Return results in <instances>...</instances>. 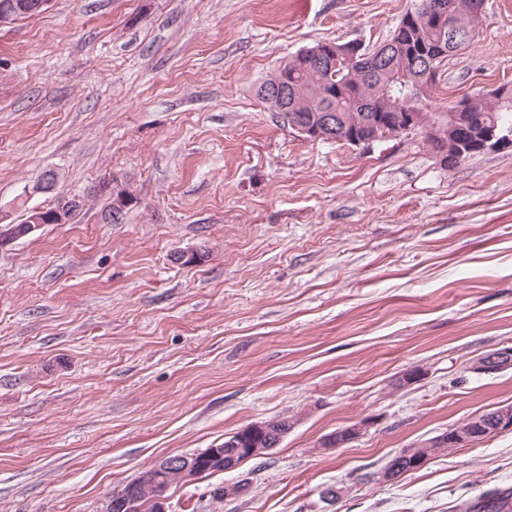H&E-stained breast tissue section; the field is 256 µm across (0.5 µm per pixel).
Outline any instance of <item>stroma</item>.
Instances as JSON below:
<instances>
[{
	"label": "stroma",
	"mask_w": 512,
	"mask_h": 512,
	"mask_svg": "<svg viewBox=\"0 0 512 512\" xmlns=\"http://www.w3.org/2000/svg\"><path fill=\"white\" fill-rule=\"evenodd\" d=\"M414 6L54 0L0 26V210L52 205L27 193L49 168L135 198L123 223L102 196L0 248V512H106L158 460L276 416L295 420L277 447L171 487V512H449L512 488V431L372 478L512 405V370L467 369L512 346V148L448 167L420 131L312 141L258 96L284 58L382 42ZM502 87L512 0H486L432 109ZM366 427V421L361 420L355 422L354 424L337 431L335 434L331 433L324 436L319 441V446L321 448L330 449L340 445L352 443L361 435H363ZM480 433L478 430L473 431L470 428L457 427L455 428L450 435L448 433H443L441 435H437L428 440L422 441L415 446V448H406L402 450L399 455L394 456L390 461L395 458H398L400 461H393L389 463L382 471L383 481L388 482L398 477L399 474H403L408 471L417 470L424 466L432 457L427 455H437L448 448H459L462 446L472 445L476 442V440H482L484 438H480ZM443 443L452 444L451 446H447L446 448H442ZM423 457L422 460L415 463V467L413 466V461L417 459V457ZM400 464L402 465L401 470Z\"/></svg>",
	"instance_id": "1"
}]
</instances>
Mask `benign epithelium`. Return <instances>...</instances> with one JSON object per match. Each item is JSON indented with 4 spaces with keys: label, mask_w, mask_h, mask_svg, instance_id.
Wrapping results in <instances>:
<instances>
[{
    "label": "benign epithelium",
    "mask_w": 512,
    "mask_h": 512,
    "mask_svg": "<svg viewBox=\"0 0 512 512\" xmlns=\"http://www.w3.org/2000/svg\"><path fill=\"white\" fill-rule=\"evenodd\" d=\"M484 0H427L420 12L410 15L406 24L416 28L420 23L431 19L438 26L450 31L457 30V19L465 12L479 18L484 12ZM364 44L358 40L345 44L322 41L312 49L303 52L306 64L314 63L324 68L333 69L339 64L354 62L362 53ZM408 60L412 65L415 79L430 82L433 69L428 64L426 50L410 52ZM476 100L470 99L458 104L448 112H424L410 110L406 107L389 108L395 115L394 129L399 134H409L417 130L427 132L431 142L440 154L448 157V162L458 163L476 154L493 149L512 147V130L502 129L495 123H487L476 112ZM292 127L299 133L314 141H340L354 146L368 147L378 140L374 118L350 119L340 112H321L308 121L297 115H290ZM59 174L48 169L29 188L33 195L47 194L56 191ZM86 198L81 195L60 194L55 199V206L34 207L28 210L26 224L27 233H32L42 224L54 220H63V212L75 210L85 204ZM469 369L476 374H495L512 369V346H505L483 354L470 362ZM367 423L364 420L347 426L334 434L321 438L319 446L330 449L349 444L363 435ZM489 428L492 433L512 430V408L500 407L493 410L489 417ZM479 438V432L470 428L457 427L451 433H443L417 444L419 448H440L443 444L452 447L472 445ZM153 470H173L179 478L189 483L203 474L197 458L189 455L166 457L153 465Z\"/></svg>",
    "instance_id": "benign-epithelium-1"
}]
</instances>
